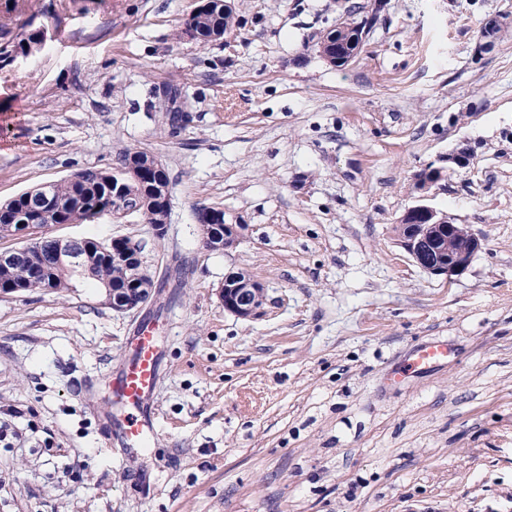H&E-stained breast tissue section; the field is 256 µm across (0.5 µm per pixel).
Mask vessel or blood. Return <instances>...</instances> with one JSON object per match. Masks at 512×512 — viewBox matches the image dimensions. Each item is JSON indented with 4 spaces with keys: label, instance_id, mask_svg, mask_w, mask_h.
Here are the masks:
<instances>
[{
    "label": "vessel or blood",
    "instance_id": "1",
    "mask_svg": "<svg viewBox=\"0 0 512 512\" xmlns=\"http://www.w3.org/2000/svg\"><path fill=\"white\" fill-rule=\"evenodd\" d=\"M129 353L108 371L103 386L109 403L103 410L106 447L127 450L147 447L156 432V398L163 378V352L153 323L140 325L128 340ZM447 346L432 342L412 354L411 369L438 365Z\"/></svg>",
    "mask_w": 512,
    "mask_h": 512
}]
</instances>
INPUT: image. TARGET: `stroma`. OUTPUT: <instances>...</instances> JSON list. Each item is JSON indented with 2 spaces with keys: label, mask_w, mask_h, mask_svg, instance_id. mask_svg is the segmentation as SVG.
Here are the masks:
<instances>
[{
  "label": "stroma",
  "mask_w": 512,
  "mask_h": 512,
  "mask_svg": "<svg viewBox=\"0 0 512 512\" xmlns=\"http://www.w3.org/2000/svg\"><path fill=\"white\" fill-rule=\"evenodd\" d=\"M386 2L335 67L315 36L336 0H235L207 45L201 0H35L43 49L0 69V203L147 151L164 237L134 216L47 233L139 241L182 285L126 314L85 280L0 291V512H512V24L477 48L512 0ZM462 142L431 202L485 246L448 283L394 226ZM204 207L244 224L234 249L203 248ZM237 271L265 288L247 320L218 298ZM150 320L161 432L108 457L98 380ZM436 340L447 358L406 371ZM187 21L195 32V37L202 43H208L224 38L239 20L232 10L226 11L224 0H204Z\"/></svg>",
  "instance_id": "stroma-1"
}]
</instances>
